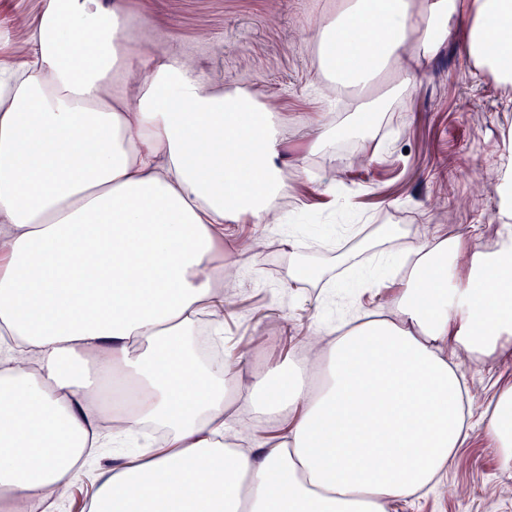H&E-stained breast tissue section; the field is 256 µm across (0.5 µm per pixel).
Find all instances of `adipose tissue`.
<instances>
[{"label": "adipose tissue", "mask_w": 512, "mask_h": 512, "mask_svg": "<svg viewBox=\"0 0 512 512\" xmlns=\"http://www.w3.org/2000/svg\"><path fill=\"white\" fill-rule=\"evenodd\" d=\"M120 0H47L31 59L0 65V512L67 499L98 449L89 512H388L437 487L472 437L464 362L512 351V128L490 243L411 250L388 316L315 337L297 364L243 377L200 362L255 245L224 225L277 221L288 183L273 113L145 56ZM93 39H83V32ZM512 88V0H336L311 21L322 75L394 89L451 39ZM280 425L232 447V408ZM484 434L512 477V382Z\"/></svg>", "instance_id": "adipose-tissue-1"}]
</instances>
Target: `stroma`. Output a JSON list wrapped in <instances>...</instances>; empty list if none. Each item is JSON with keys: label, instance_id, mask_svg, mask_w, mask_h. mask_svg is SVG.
<instances>
[{"label": "stroma", "instance_id": "stroma-1", "mask_svg": "<svg viewBox=\"0 0 512 512\" xmlns=\"http://www.w3.org/2000/svg\"><path fill=\"white\" fill-rule=\"evenodd\" d=\"M45 0H0V63L26 59L28 34ZM128 35L148 54L187 61L197 78L223 84L269 106L277 115L280 161L288 171L287 214L279 224L240 221L225 235L254 242L238 288L224 302V347L243 359L251 376L288 360L309 368L307 343L325 327H341L347 309L388 313L399 282L343 291L299 281L296 263L336 277V256L347 250V225L391 224L396 247L420 246L439 234L461 231L493 239L497 192L492 172L503 126L502 91L488 76H474L456 45L412 78L391 101L379 126L354 124L357 104L383 96L337 94L322 84L308 28L331 0H123ZM337 129L329 146L312 150L313 129ZM296 234L288 255L281 240ZM478 410L497 384L512 380V355L463 368ZM389 512H512V478L501 476L497 455L473 439L439 488L390 506Z\"/></svg>", "mask_w": 512, "mask_h": 512}]
</instances>
